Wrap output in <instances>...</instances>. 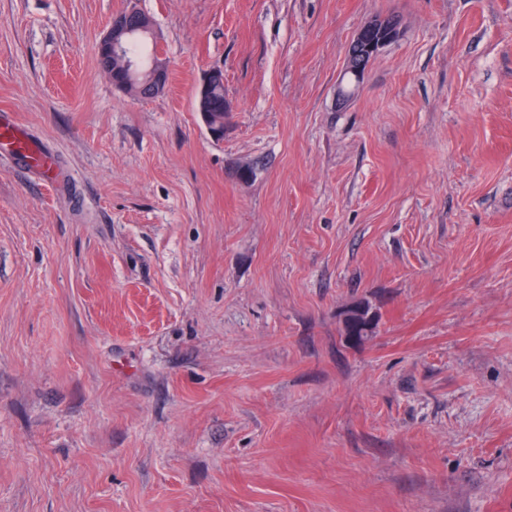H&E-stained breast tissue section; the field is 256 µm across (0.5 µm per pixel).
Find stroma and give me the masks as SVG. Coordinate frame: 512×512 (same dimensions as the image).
Listing matches in <instances>:
<instances>
[{"label": "stroma", "instance_id": "35a3bbf8", "mask_svg": "<svg viewBox=\"0 0 512 512\" xmlns=\"http://www.w3.org/2000/svg\"><path fill=\"white\" fill-rule=\"evenodd\" d=\"M2 112L0 512H512V0H0ZM141 12L130 6L126 10L112 17L111 25L98 46L99 64L109 75L112 83L122 92H125L128 83L139 75L140 62L138 58L141 49L140 43H133L127 54L128 41L137 38L143 33L144 26L141 21ZM112 59L120 62L122 76L115 77L116 67L112 68ZM169 68L165 59L158 53L152 62L150 80L138 90L139 97L155 96L165 90L168 81ZM137 84L131 83L126 94L137 96ZM385 27L386 22L378 20L364 25L358 31L346 55V66L343 74L349 82H354L356 85L360 84L367 68L365 65L367 54L370 53L371 61L390 41L393 32L387 34L388 29H385ZM376 33H378V39L369 42L367 37ZM215 83H219V85H215L211 90L213 105L212 109L209 111L211 116V125L214 128L222 129L224 131V119L226 118L228 112H226L224 108V85L220 84L224 83V71L221 68L214 67L210 69L202 78L201 86L197 90L196 94V108L197 112L201 113L210 134L215 138H220L222 137L221 132L213 130L207 122L209 117L208 110L210 108V104L208 103L205 92L210 84ZM0 144H10L17 156H23L42 163L49 167L47 161L40 157L23 141L16 125L4 114H0Z\"/></svg>", "mask_w": 512, "mask_h": 512}]
</instances>
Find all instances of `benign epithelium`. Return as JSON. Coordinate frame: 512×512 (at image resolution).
<instances>
[{
  "instance_id": "obj_1",
  "label": "benign epithelium",
  "mask_w": 512,
  "mask_h": 512,
  "mask_svg": "<svg viewBox=\"0 0 512 512\" xmlns=\"http://www.w3.org/2000/svg\"><path fill=\"white\" fill-rule=\"evenodd\" d=\"M141 12L134 6L112 17L111 25L98 46L99 64L109 75L112 83L121 91L139 75L138 58L127 53L128 41L143 33ZM391 34L387 33L386 22H370L358 31L351 42L347 55L344 76L348 81L360 84L366 71V56H376L388 44ZM169 68L162 55H156L150 70V80L138 90V96L151 97L165 90ZM224 82V71L214 67L202 78L196 94V108L203 120H208L210 104L206 97L209 85Z\"/></svg>"
}]
</instances>
